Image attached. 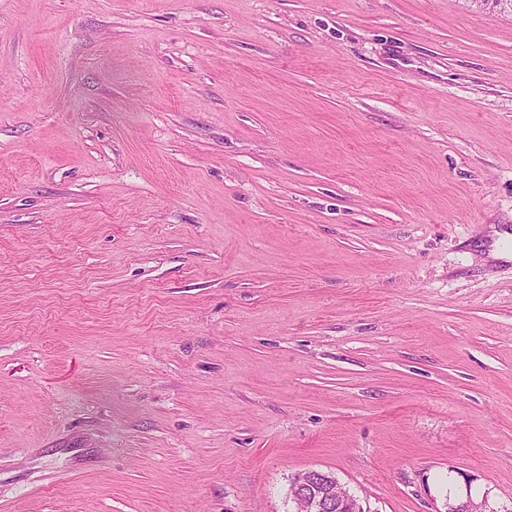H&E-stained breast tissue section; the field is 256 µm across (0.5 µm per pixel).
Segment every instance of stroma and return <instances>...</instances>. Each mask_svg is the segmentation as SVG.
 <instances>
[{
	"label": "stroma",
	"mask_w": 512,
	"mask_h": 512,
	"mask_svg": "<svg viewBox=\"0 0 512 512\" xmlns=\"http://www.w3.org/2000/svg\"><path fill=\"white\" fill-rule=\"evenodd\" d=\"M512 14L0 0V512H512ZM329 474L317 469L299 473L292 482V485L300 489L298 494H291L295 507L301 503L304 512H325L335 507L339 510L334 509L333 512H351L349 507L341 509L346 503L351 506L352 512H366L367 510L359 503V499ZM331 489L337 499L343 501L341 504L332 496Z\"/></svg>",
	"instance_id": "stroma-1"
}]
</instances>
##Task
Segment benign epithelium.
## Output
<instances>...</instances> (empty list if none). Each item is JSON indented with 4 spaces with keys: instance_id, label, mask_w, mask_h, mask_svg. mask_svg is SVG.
<instances>
[{
    "instance_id": "obj_1",
    "label": "benign epithelium",
    "mask_w": 512,
    "mask_h": 512,
    "mask_svg": "<svg viewBox=\"0 0 512 512\" xmlns=\"http://www.w3.org/2000/svg\"><path fill=\"white\" fill-rule=\"evenodd\" d=\"M292 485L300 489L299 493L291 495L292 502L302 504L304 512H330L346 504L351 506L352 512H366L359 499L322 470L302 472L293 479Z\"/></svg>"
}]
</instances>
